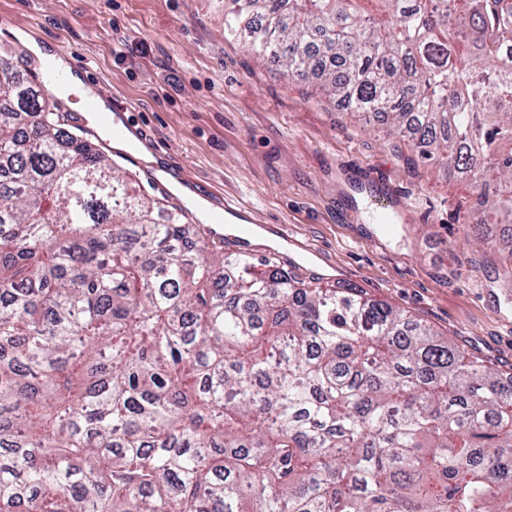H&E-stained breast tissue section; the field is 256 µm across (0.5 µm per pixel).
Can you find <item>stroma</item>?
<instances>
[{"instance_id":"stroma-1","label":"stroma","mask_w":512,"mask_h":512,"mask_svg":"<svg viewBox=\"0 0 512 512\" xmlns=\"http://www.w3.org/2000/svg\"><path fill=\"white\" fill-rule=\"evenodd\" d=\"M29 33L88 64L85 87L105 93L148 139L125 169L163 203L197 211L151 174L175 160L183 181L239 203L268 239L224 237L297 278L352 284L406 310L459 347L512 373V288L507 256L464 248L475 195L469 181L408 168V144L363 127L315 83L283 78L224 38L215 0H0V58L30 81L44 67ZM67 128H83L112 154L108 131L76 92H49ZM391 215L377 223L376 211Z\"/></svg>"}]
</instances>
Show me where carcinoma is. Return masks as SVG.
Segmentation results:
<instances>
[{
	"instance_id": "1",
	"label": "carcinoma",
	"mask_w": 512,
	"mask_h": 512,
	"mask_svg": "<svg viewBox=\"0 0 512 512\" xmlns=\"http://www.w3.org/2000/svg\"><path fill=\"white\" fill-rule=\"evenodd\" d=\"M512 228V0H225ZM0 512H512V376L226 253L0 76Z\"/></svg>"
}]
</instances>
